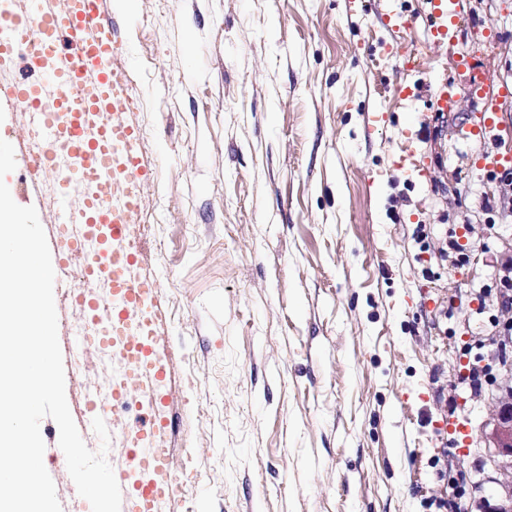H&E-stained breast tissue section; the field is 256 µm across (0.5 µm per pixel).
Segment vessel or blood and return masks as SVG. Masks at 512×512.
Masks as SVG:
<instances>
[{
    "label": "vessel or blood",
    "instance_id": "vessel-or-blood-1",
    "mask_svg": "<svg viewBox=\"0 0 512 512\" xmlns=\"http://www.w3.org/2000/svg\"><path fill=\"white\" fill-rule=\"evenodd\" d=\"M109 0H0V68L25 60L41 78L0 84V103L28 112L42 146L16 160L28 178L50 171L58 185L61 226L50 246L60 262L83 259L81 277L106 279L107 298L74 296L86 329L82 350L107 351L119 363L110 383V403L88 397L83 420L121 423L120 409L137 401L148 418L123 450L114 474L121 512H167L180 491L173 455L160 448L168 433L170 398L164 390L169 359L155 344L157 279L139 271V240L133 218L153 176L141 151V133L131 114L130 75L117 66L124 50L108 17ZM431 32L448 42L457 28L447 0H427ZM480 95L478 83L439 88L435 105L451 110L458 92Z\"/></svg>",
    "mask_w": 512,
    "mask_h": 512
}]
</instances>
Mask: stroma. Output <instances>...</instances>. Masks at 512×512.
Instances as JSON below:
<instances>
[{
  "instance_id": "1",
  "label": "stroma",
  "mask_w": 512,
  "mask_h": 512,
  "mask_svg": "<svg viewBox=\"0 0 512 512\" xmlns=\"http://www.w3.org/2000/svg\"><path fill=\"white\" fill-rule=\"evenodd\" d=\"M450 6L443 45L425 0H110L154 173L134 222L170 352L168 512H481L498 491L512 169L485 160L512 151V0ZM474 78L482 99L431 102ZM5 182L50 228L48 179ZM88 286L55 282L67 363L62 294ZM40 430L62 512H86Z\"/></svg>"
}]
</instances>
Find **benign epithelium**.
<instances>
[{
	"mask_svg": "<svg viewBox=\"0 0 512 512\" xmlns=\"http://www.w3.org/2000/svg\"><path fill=\"white\" fill-rule=\"evenodd\" d=\"M485 439L493 449L495 467L508 476V481L501 485L497 503L488 506L486 512H512V383L501 387Z\"/></svg>",
	"mask_w": 512,
	"mask_h": 512,
	"instance_id": "benign-epithelium-1",
	"label": "benign epithelium"
}]
</instances>
